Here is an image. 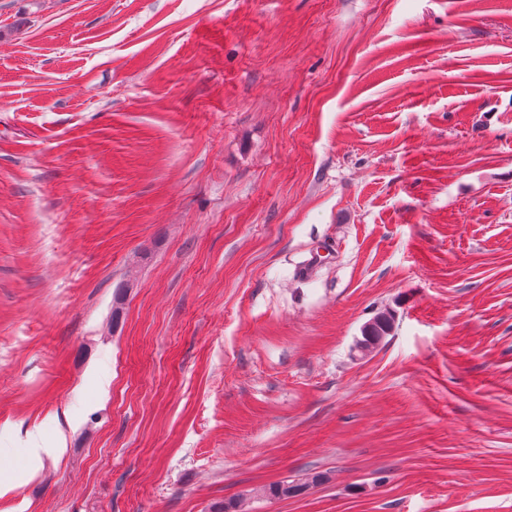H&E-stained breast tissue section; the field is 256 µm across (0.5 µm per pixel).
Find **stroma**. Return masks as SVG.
Returning <instances> with one entry per match:
<instances>
[{"mask_svg":"<svg viewBox=\"0 0 512 512\" xmlns=\"http://www.w3.org/2000/svg\"><path fill=\"white\" fill-rule=\"evenodd\" d=\"M2 480L512 512V0H0ZM392 329V317L388 313L378 314L363 331L357 347L362 353L370 352Z\"/></svg>","mask_w":512,"mask_h":512,"instance_id":"1","label":"stroma"}]
</instances>
